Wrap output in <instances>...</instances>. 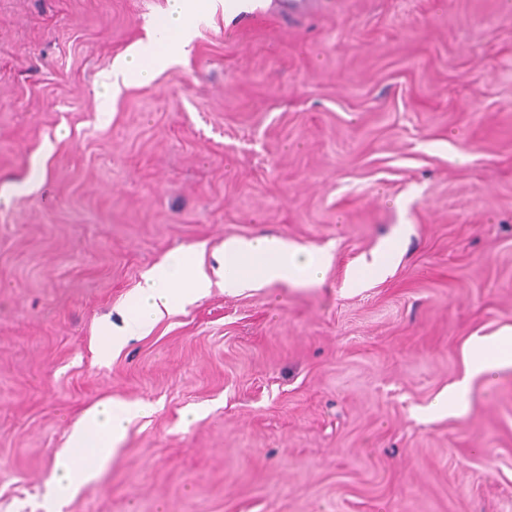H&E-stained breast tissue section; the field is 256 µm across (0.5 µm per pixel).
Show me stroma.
Segmentation results:
<instances>
[{"label":"stroma","instance_id":"35a3bbf8","mask_svg":"<svg viewBox=\"0 0 512 512\" xmlns=\"http://www.w3.org/2000/svg\"><path fill=\"white\" fill-rule=\"evenodd\" d=\"M167 8L0 0V512H512V368L432 410L512 327V0H207L106 99ZM260 235L322 280L213 285L101 355L168 252ZM109 400L146 410L56 498ZM196 0H170L169 9L164 19V27L179 32L181 42L175 47L163 51L157 48L156 41L139 42L134 48L118 60L110 73L112 91L120 83L131 80L148 81L163 69L171 58L191 42L193 17L197 7ZM142 406L120 401L92 408L82 424L74 430L69 448L54 461L58 473L55 486L57 498L68 496L76 487L91 482L117 450L124 437L126 423Z\"/></svg>","mask_w":512,"mask_h":512}]
</instances>
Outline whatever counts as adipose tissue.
<instances>
[{
  "label": "adipose tissue",
  "instance_id": "1",
  "mask_svg": "<svg viewBox=\"0 0 512 512\" xmlns=\"http://www.w3.org/2000/svg\"><path fill=\"white\" fill-rule=\"evenodd\" d=\"M172 51L158 49L156 42H141L112 67L110 83L119 86L132 80L146 81L163 69ZM324 258L298 250L287 240L258 237L225 241L219 258L224 290L240 293L274 282H314L320 279ZM212 286L196 248L174 249L144 277L140 288L126 302L127 332L106 337L102 350L121 349L126 335H144L167 313L205 297ZM512 367V328L490 338L474 340L467 358L472 374H489ZM134 405L120 401L92 408L74 430L69 448L54 461L58 474L56 497L68 496L76 487L91 482L114 454L124 437L126 423L136 413Z\"/></svg>",
  "mask_w": 512,
  "mask_h": 512
}]
</instances>
